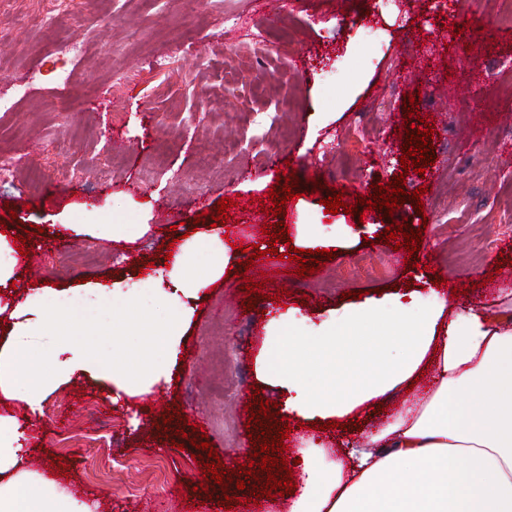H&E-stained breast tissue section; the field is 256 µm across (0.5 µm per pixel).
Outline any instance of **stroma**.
Masks as SVG:
<instances>
[{
	"mask_svg": "<svg viewBox=\"0 0 512 512\" xmlns=\"http://www.w3.org/2000/svg\"><path fill=\"white\" fill-rule=\"evenodd\" d=\"M376 0H283L279 10L257 12L255 0H70L71 12L50 16V0H0V92L16 94L0 112V154L19 158L13 177L0 179V221L15 235L29 234L43 260L37 271L17 267L10 300L34 289L80 287L137 278L145 264H161L160 245L172 234L214 232L198 221L228 197L238 245H262L252 217L281 171L271 160L290 161L300 196L287 204L283 227L299 249L334 248L319 272L298 277L297 262L269 254L249 274L264 283L265 298H245L240 266L231 263L215 286L191 300L193 317L184 332L174 379L135 398L112 403L105 382L79 376L61 385L25 431L29 470L54 481L56 494L81 493L98 512H287L288 497H262L267 473L253 467L243 487L203 479L194 439L207 436L226 470L236 469L243 450L283 439L284 456L299 458L308 439L332 446L361 440L382 426L406 397L396 388L361 408L348 429L292 427L281 438L280 420L248 423V402L285 404L280 388L259 384L255 374L269 321L294 310L295 327L347 313L362 303L386 301L412 290L421 298L432 287L456 307L497 309L512 293V277L496 272L512 260V26L501 24L500 0H404L424 24L399 28L396 15L380 13ZM491 28L482 52L497 65L475 71L458 108L445 93L464 65L465 40L454 35L459 10ZM256 12L260 24L286 43L259 45L248 36L226 39L224 15ZM375 34L367 36V21ZM64 40L84 43L81 57L58 54ZM432 42L434 56L408 52L410 43ZM172 53L170 68L154 59ZM40 78L26 90L18 80L30 69ZM64 70L67 82L53 70ZM419 93L421 119L434 131L433 161L425 174L409 173L406 192L423 189L424 215L403 203L393 216L368 211L365 218L326 213L331 191L345 189L349 204L372 197V183H388L402 166L404 97ZM291 109H284V102ZM371 116H364L367 103ZM275 119L265 132L255 113ZM361 122L364 140L350 170L336 164V139ZM478 137H471V130ZM70 144L53 152L56 141ZM223 158L208 165L203 154ZM68 181L53 177L56 170ZM320 191H313V184ZM421 230L420 252L378 243L393 220ZM144 225L132 242L105 236L110 224ZM69 231L47 234L51 224ZM366 260V273L350 267ZM363 298H356V291ZM176 407L168 415V407ZM184 448L176 443L182 436ZM206 493H199V485Z\"/></svg>",
	"mask_w": 512,
	"mask_h": 512,
	"instance_id": "stroma-1",
	"label": "stroma"
}]
</instances>
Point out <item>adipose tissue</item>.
<instances>
[{"label": "adipose tissue", "mask_w": 512, "mask_h": 512, "mask_svg": "<svg viewBox=\"0 0 512 512\" xmlns=\"http://www.w3.org/2000/svg\"><path fill=\"white\" fill-rule=\"evenodd\" d=\"M232 236L176 242L169 267L133 282L47 290L16 303L0 341V397L20 400L24 418L0 415V512H97L56 495L33 477L20 442L22 419L38 417L47 396L76 375L105 379L135 397L170 377L190 322L189 302L223 276ZM360 307L312 334L266 337L259 381L288 393L285 409L311 422L357 408L417 378L392 421L364 445L309 443L288 512H512V316L453 308L433 296ZM373 329L366 348L355 333ZM135 333L133 356H108L100 337Z\"/></svg>", "instance_id": "ef3b65f1"}]
</instances>
